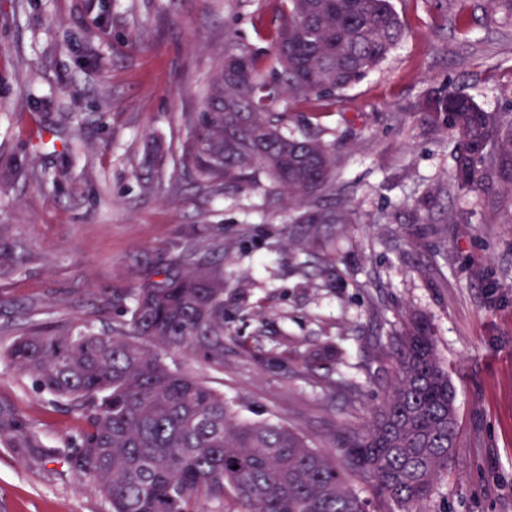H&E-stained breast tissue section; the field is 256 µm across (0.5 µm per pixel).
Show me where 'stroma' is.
<instances>
[{"instance_id": "obj_1", "label": "stroma", "mask_w": 512, "mask_h": 512, "mask_svg": "<svg viewBox=\"0 0 512 512\" xmlns=\"http://www.w3.org/2000/svg\"><path fill=\"white\" fill-rule=\"evenodd\" d=\"M483 0H394L404 37L336 100L289 104L288 130L323 131L344 155L336 196L354 212L322 253L292 254L294 213L258 168L222 190L176 164L227 34L273 65L266 35L280 0H0V245L22 266L0 275V401L48 449L40 462L0 443V512H109L69 467L84 420L52 402L6 351L10 328L124 320L127 297L200 235L227 244L224 366L167 356L235 402L335 455L339 426L363 424L385 373L378 346L408 314L427 317L457 390L456 454L413 512H512V211L426 200L452 171L454 141L417 105L453 87L489 111L512 108V18L480 21ZM471 17L469 34L461 16ZM163 175L141 180L152 146ZM326 342L331 370L298 354Z\"/></svg>"}]
</instances>
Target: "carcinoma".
Wrapping results in <instances>:
<instances>
[{"label":"carcinoma","instance_id":"obj_1","mask_svg":"<svg viewBox=\"0 0 512 512\" xmlns=\"http://www.w3.org/2000/svg\"><path fill=\"white\" fill-rule=\"evenodd\" d=\"M269 33L277 65L227 38L195 112L180 165L210 184L241 182L260 165L276 193L300 208L295 241L310 251L325 228L351 223L334 194L336 142L285 131L278 99L334 98L380 66L404 36L391 0H284ZM487 19L512 17V0H486ZM425 123L455 141L452 189L476 205L512 208V112H489L456 89L420 104ZM224 244L194 240L172 261L177 272L137 289L128 318L100 332L86 323L13 329L11 362L37 389L85 421L70 467L96 482L110 512H368L349 485L354 474L376 499L412 512L448 471L457 441L456 390L429 325L411 319L389 337L381 403L363 425L336 435L339 458L311 448L286 424L237 415L224 395L168 367L164 356L224 367V267L206 258ZM338 356L306 350L307 367ZM0 441L32 456L42 444L25 418L0 402Z\"/></svg>","mask_w":512,"mask_h":512}]
</instances>
